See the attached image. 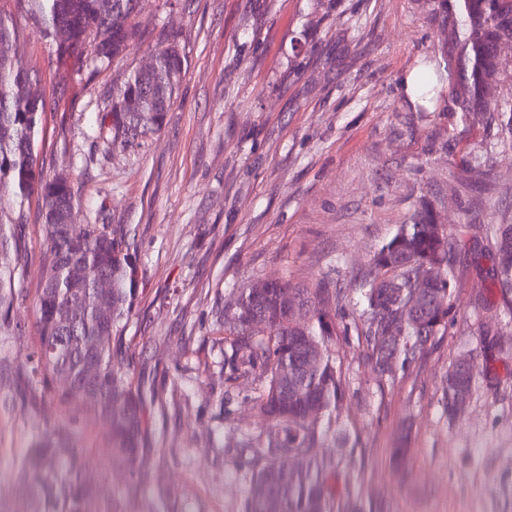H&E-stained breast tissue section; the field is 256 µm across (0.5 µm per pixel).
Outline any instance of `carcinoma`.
I'll list each match as a JSON object with an SVG mask.
<instances>
[{
    "label": "carcinoma",
    "mask_w": 512,
    "mask_h": 512,
    "mask_svg": "<svg viewBox=\"0 0 512 512\" xmlns=\"http://www.w3.org/2000/svg\"><path fill=\"white\" fill-rule=\"evenodd\" d=\"M142 0H14V5L40 25L54 47L57 67L70 64L95 71L112 64L128 45L140 38L136 16ZM452 19L456 48L447 59L448 80L455 90L459 112H488L485 88L499 71L498 48L512 40V0H438ZM155 64L147 71L130 72L112 91V107L100 116L112 148L135 153L165 127L167 114L185 74L186 59L178 41L171 39L153 51ZM52 107L41 89V80L24 62V37L6 11L0 9V198L16 205L0 208V228L27 224L25 202L37 196L47 249L42 272L53 280L37 288L35 297L38 350L36 361L25 372L27 386L50 383L65 373L75 383L61 390L59 402L83 400L111 423L112 452L128 461L137 448L140 413L123 362L112 347L95 354L97 392L87 394L82 383L87 343L107 331L122 338L135 300L136 267L133 238L125 224H66L58 209L61 199H74L71 185L48 179L37 160L43 134V114ZM484 235L494 241L491 285L500 291L504 314L512 319V224H486ZM460 240L448 229H438L430 212L416 214L371 256L368 267L353 278L360 309L358 335L364 337L368 357L378 380L383 364L392 359L406 370L428 354L435 336L447 327L438 317H449L460 276ZM27 257L25 240L17 232L0 239V331L12 330L10 311L18 295L15 276ZM74 260L80 273L73 274ZM427 264L442 269L439 280L426 293L445 300L443 312L428 311L421 322L396 323L391 316L412 299V279ZM377 268L378 275L370 274ZM112 278L108 303L111 325L98 317L102 297L97 283ZM343 300L341 292L327 287L300 288L287 279L269 281L267 291L252 297V288H241L231 317L225 319L237 335L248 332L253 311L267 315L268 331L253 343L252 356L243 372L260 371L265 386L257 396L261 412L278 425L276 431L257 438L261 464L253 471L243 512H345L328 485L333 458H316L310 449L330 438L343 448L346 429L336 421L346 380L331 348L336 335L332 306ZM321 349L320 363L302 368L309 348ZM288 370V399H282L279 372ZM475 369L465 372L459 364L448 367L443 380L442 405L448 417L458 413V396L472 393ZM298 462L288 464V455ZM37 469L43 478L28 486L15 512H112V500L90 491L83 477L77 444L66 433L44 435L36 455L24 458L17 477L26 482Z\"/></svg>",
    "instance_id": "obj_1"
}]
</instances>
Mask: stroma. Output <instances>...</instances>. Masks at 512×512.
<instances>
[{
  "label": "stroma",
  "instance_id": "obj_1",
  "mask_svg": "<svg viewBox=\"0 0 512 512\" xmlns=\"http://www.w3.org/2000/svg\"><path fill=\"white\" fill-rule=\"evenodd\" d=\"M25 62L55 106L43 117L38 160L67 180L78 224L135 230L136 303L113 348L140 394L141 454L112 457L108 419L25 388L37 344L34 298L46 249L38 201L25 208L22 301L0 335V512L21 496L16 465L39 434H76L87 481L118 512H243L271 429L256 401L264 380L235 376L250 348L224 326L239 288L285 278L349 288L396 225L415 210L460 234L464 272L448 328L424 360L379 383L353 328L352 300L336 308L333 341L349 434L329 482L361 512H512V321L482 283L490 223L512 224V41L499 48L490 111H451L448 95L410 102L414 67L446 70L453 49L436 0H145L140 40L97 72L61 75L54 50L23 13ZM177 35L185 76L165 129L137 154L113 150L99 117L112 86ZM473 356L464 412L448 418L442 380ZM409 453L396 459L400 439Z\"/></svg>",
  "mask_w": 512,
  "mask_h": 512
}]
</instances>
